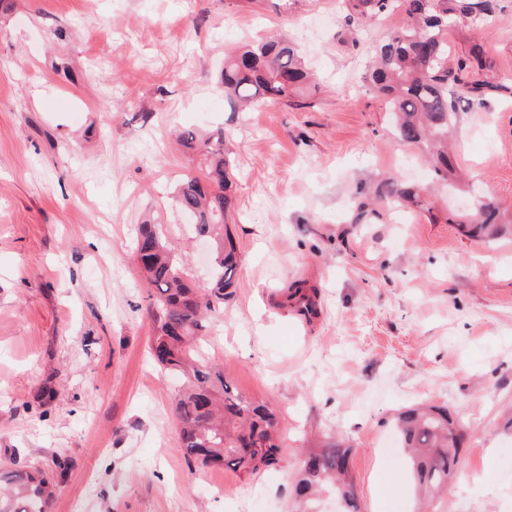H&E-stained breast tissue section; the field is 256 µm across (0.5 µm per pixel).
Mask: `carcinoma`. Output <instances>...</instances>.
Returning <instances> with one entry per match:
<instances>
[{"label": "carcinoma", "instance_id": "cac0c4a2", "mask_svg": "<svg viewBox=\"0 0 512 512\" xmlns=\"http://www.w3.org/2000/svg\"><path fill=\"white\" fill-rule=\"evenodd\" d=\"M402 6L405 26L373 49L365 82L386 103L393 120L394 139L423 147L436 179L446 182L455 173L448 153V135L458 118L460 102L480 99L492 91L507 92V84L490 80L494 65L483 45L469 41L465 52L449 60L448 32L460 23L481 25L497 9L496 0H346V25L355 35L365 22ZM224 99L233 109L269 102L295 103L312 94L304 58L284 37L250 42L224 56L220 77ZM184 148L201 154L208 185L188 176L173 192L175 206L192 221L196 234L209 241L214 259L209 284L188 283L186 262L169 246L151 221L141 225L135 252L152 293L156 324L151 345L157 366L184 378L175 410L180 442L186 456L202 466L224 465L255 474L278 462L282 444L274 435L275 416L263 405L241 397L224 374L212 370L201 350L192 347L204 329L208 313L231 298L238 287L237 249L225 231L232 204L233 174L224 133L205 135L181 130ZM386 203L430 204L425 189L396 181L382 186ZM448 221L463 224L474 237L496 239L512 231V219L491 198L480 195L472 209ZM316 292L293 284L282 305L296 308ZM393 426L406 450V465L416 488L429 499L447 489L459 464L464 430L445 407L422 404L398 413ZM350 446L343 440L310 451L296 475L298 512H317L315 496L330 492L341 512H359L349 478ZM53 496L48 478L30 472L0 469V512H48Z\"/></svg>", "mask_w": 512, "mask_h": 512}]
</instances>
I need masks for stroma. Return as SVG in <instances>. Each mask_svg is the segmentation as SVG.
<instances>
[{"label": "stroma", "mask_w": 512, "mask_h": 512, "mask_svg": "<svg viewBox=\"0 0 512 512\" xmlns=\"http://www.w3.org/2000/svg\"><path fill=\"white\" fill-rule=\"evenodd\" d=\"M397 11L344 37L338 0H0V465L54 484L49 512H288L307 451L351 447L361 512H512V236L486 243L449 223L475 195L512 211V94L461 104L459 185L396 142L363 84ZM271 33L295 43L319 88L300 106L232 111L224 55ZM512 77V0L470 38ZM223 130L238 172L228 221L239 286L207 319L204 353L277 417L284 454L247 474L189 461L178 379L149 357L155 322L132 241L160 221L209 283L171 195L202 176L176 130ZM388 178L430 187L435 213L358 218ZM296 280L320 314L280 305ZM448 406L465 445L444 494L416 501L392 416Z\"/></svg>", "instance_id": "1"}]
</instances>
